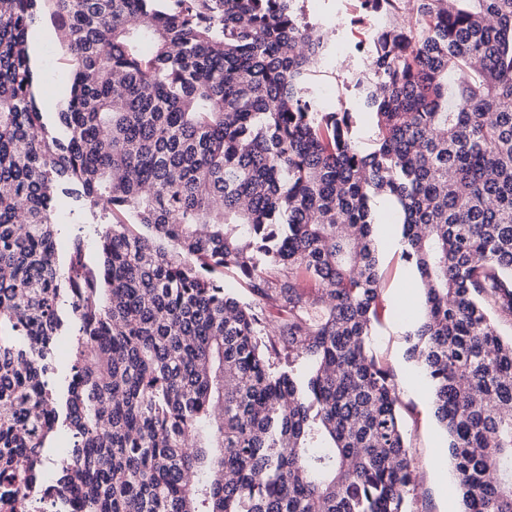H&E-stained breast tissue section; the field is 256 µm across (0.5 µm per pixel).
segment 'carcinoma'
<instances>
[{"mask_svg": "<svg viewBox=\"0 0 512 512\" xmlns=\"http://www.w3.org/2000/svg\"><path fill=\"white\" fill-rule=\"evenodd\" d=\"M300 2L0 0V509L65 432L47 491L78 512H407L371 348L386 200L460 512H512V0H361L392 19L356 84L368 152L309 96L328 46ZM47 6L73 71L55 126L29 50ZM61 195L101 222L94 264L79 233L58 259ZM224 286L241 300L257 303L266 316V321H272L273 324L279 322L280 315L274 302L253 295L250 288H248V281L236 268L229 267L224 269Z\"/></svg>", "mask_w": 512, "mask_h": 512, "instance_id": "1", "label": "carcinoma"}]
</instances>
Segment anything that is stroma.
<instances>
[{
  "label": "stroma",
  "mask_w": 512,
  "mask_h": 512,
  "mask_svg": "<svg viewBox=\"0 0 512 512\" xmlns=\"http://www.w3.org/2000/svg\"><path fill=\"white\" fill-rule=\"evenodd\" d=\"M310 17L329 19V39L347 44L346 53L336 57L332 66L321 67L309 82L310 90H330L343 99L347 107H355L357 91L352 83L363 71V56L355 49L364 38L365 25L356 21L360 14L359 0H305ZM39 75L37 105L47 122H54L71 81V67L65 45L50 19H43L30 41ZM76 203L60 197L56 221L60 231L58 254H65L68 235L74 223L84 225L87 254L97 259L95 220L90 215L76 216ZM372 237L380 260V316L372 336V347L393 376L400 399L405 435L415 467L417 487L409 497L410 512H457L458 501L453 493L454 476L449 462L439 451L447 447L444 431L435 420L430 386L422 370L405 355V336L411 331L414 314L422 313L423 298L418 274L402 256V247L391 248L387 239H400V227L390 221L373 225Z\"/></svg>",
  "instance_id": "1"
}]
</instances>
